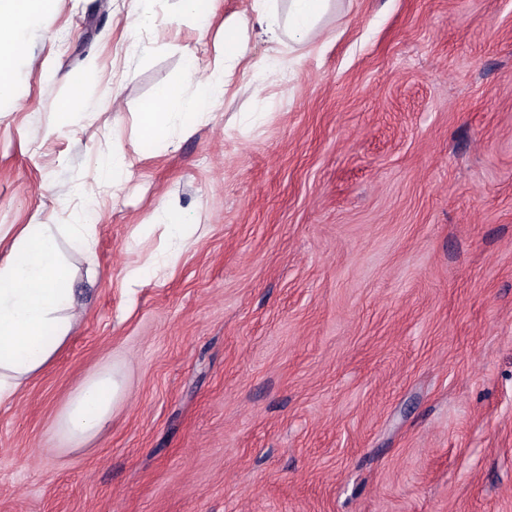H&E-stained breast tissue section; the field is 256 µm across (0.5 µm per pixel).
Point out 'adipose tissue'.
<instances>
[{"mask_svg":"<svg viewBox=\"0 0 512 512\" xmlns=\"http://www.w3.org/2000/svg\"><path fill=\"white\" fill-rule=\"evenodd\" d=\"M279 13L276 0H254L259 24L270 36L287 29L288 38L313 41L335 0H287ZM55 0H0V91L10 89L16 74L14 58L25 47L27 30ZM187 73L199 93L184 95L164 90L147 102L139 114V149L152 151L165 141L169 124L182 136L196 133L204 103H217L223 91L215 73L189 63ZM167 245L139 266L123 273L125 287L163 279L191 241L207 236L208 225L180 224L164 209L154 214ZM92 225L82 214L69 224H25L16 232L5 255L0 256V405L12 401L50 365L69 341L78 322L74 310V270L68 252L93 255ZM124 391L119 374L103 369L87 377L71 394L56 419L59 437L74 446L95 439L112 421Z\"/></svg>","mask_w":512,"mask_h":512,"instance_id":"adipose-tissue-1","label":"adipose tissue"}]
</instances>
